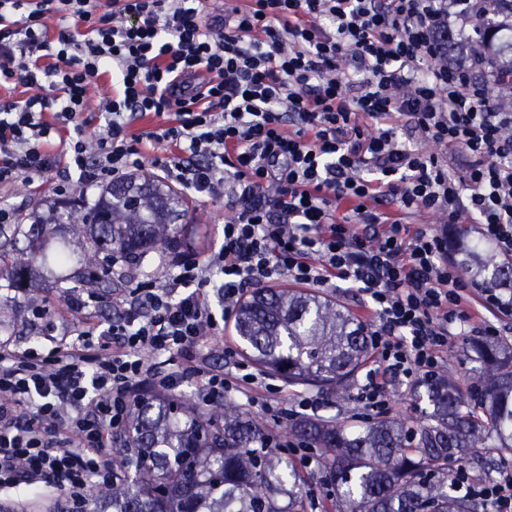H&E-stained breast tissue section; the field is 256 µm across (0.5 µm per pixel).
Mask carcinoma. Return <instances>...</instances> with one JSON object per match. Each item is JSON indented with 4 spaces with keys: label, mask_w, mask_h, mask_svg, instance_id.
I'll return each instance as SVG.
<instances>
[{
    "label": "carcinoma",
    "mask_w": 512,
    "mask_h": 512,
    "mask_svg": "<svg viewBox=\"0 0 512 512\" xmlns=\"http://www.w3.org/2000/svg\"><path fill=\"white\" fill-rule=\"evenodd\" d=\"M512 0H487L479 39L446 40L448 54L498 57L499 17ZM184 199L161 180L131 176L89 205L73 203L50 220L0 224V273L19 282L35 263L95 267L85 286L112 289V259H136L177 243ZM465 270L512 294V262L465 253ZM234 331L247 357L291 384H321L345 400L370 359L367 327L335 300L305 291L259 288L240 304ZM479 363L464 391L444 378L426 382L432 411L408 433L394 421L355 432L329 419L286 429L317 449L322 482L344 512H488L477 498L452 495L448 467L480 461L490 442L512 453V344L468 343ZM265 422L232 400L197 409L163 394L137 395L115 435L112 482L93 493V512H308L307 478L285 456L264 452Z\"/></svg>",
    "instance_id": "carcinoma-1"
}]
</instances>
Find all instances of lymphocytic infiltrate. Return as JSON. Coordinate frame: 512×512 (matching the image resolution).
<instances>
[{"instance_id":"1","label":"lymphocytic infiltrate","mask_w":512,"mask_h":512,"mask_svg":"<svg viewBox=\"0 0 512 512\" xmlns=\"http://www.w3.org/2000/svg\"><path fill=\"white\" fill-rule=\"evenodd\" d=\"M200 3L0 0V88L25 89L0 102V190L71 195L150 166L232 211L220 248L113 289L111 320L77 297L73 336L0 345V492L45 484L86 512L139 390L188 384L205 406L277 394L232 350L225 368L210 361L252 289L362 292L375 367L356 398L378 411L389 380L438 376L481 311L512 315V297L474 291L422 222L478 225L512 257V89L491 91L442 47L479 27L480 0H248L213 24ZM148 115L157 124L134 132ZM459 487L512 512V470Z\"/></svg>"}]
</instances>
